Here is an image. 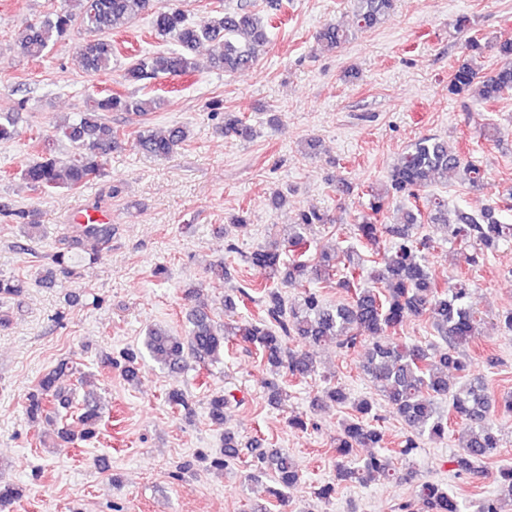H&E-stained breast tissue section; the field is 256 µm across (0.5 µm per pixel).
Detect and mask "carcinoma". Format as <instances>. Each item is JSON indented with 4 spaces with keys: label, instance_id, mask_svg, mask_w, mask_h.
<instances>
[{
    "label": "carcinoma",
    "instance_id": "carcinoma-1",
    "mask_svg": "<svg viewBox=\"0 0 512 512\" xmlns=\"http://www.w3.org/2000/svg\"><path fill=\"white\" fill-rule=\"evenodd\" d=\"M356 2L360 29L376 27L396 7V0ZM264 4L262 15L242 8L196 25L183 9L156 8L152 0H67L66 7L18 31L16 42L23 52L39 58L77 25L105 34L148 14L152 16L156 34L173 40L177 48L145 53L133 60L124 69L126 83L136 84L160 75L190 76L198 71L197 58L219 40L223 49L210 56V67L234 74L254 66L267 51L268 31L273 20L279 18L283 5L282 0H264ZM314 39L320 47L335 50L349 42L351 33L348 28L329 22L316 31ZM491 48L504 63L486 73L477 64L484 46L476 39L465 41V55L453 69L448 95H477L491 101L512 89V40L497 42ZM82 56L88 72L106 75L116 56L115 46L110 40L94 39L85 44ZM159 104L157 98L143 99L119 93L92 99L74 122L56 128V136L68 140L75 148L67 166L57 165L53 155L54 139L47 137L37 160L22 170L23 180L41 191L61 187L78 190L103 177L105 159L121 139L120 130L107 123L103 113L124 112L143 119ZM221 132L226 137L248 140L253 136V127L236 113L226 112ZM186 139L187 130L183 126L159 132L143 124L133 142L139 151L167 159ZM455 171L463 172L465 180L474 188L482 184L483 173L477 162L464 158L448 141L425 135L417 138L398 158L387 180L371 189L368 212L356 225V235L362 246L372 250L380 248L382 236H388V257L382 268L367 269L364 259L353 248L340 257L327 253L318 257L311 255L312 229L330 223V218L319 209H303L286 239L259 246L247 256L251 265L267 273V280L305 287L297 305H289L279 288L260 284L262 314L250 321L218 327L208 305L198 300L197 290L189 289L186 297L195 300V304L187 313L189 328L185 335L150 329L141 346L124 349L117 358L109 355L105 363L110 368L120 369L128 381L138 378V365L146 355L162 369L178 374L185 371L191 361L204 368L218 363L224 355V345L236 340L255 346L261 354L264 365L272 373V378L265 382L268 402L279 407L288 397L278 379L281 372L295 379L312 376L317 372L314 348L334 344L343 351H351L371 338L373 343L366 350L363 370L407 427L408 434L398 454L409 456L424 440L444 438L448 435V420L453 418L462 428L458 438L460 451L454 457L457 472L506 486L512 503V466L503 465L494 471L485 466L487 460L497 455L505 434V428L496 421V412L501 408L512 413V395L497 397L488 391L480 377H472L461 385H453L449 380V371L468 370L460 347L484 335L487 321L466 304L468 288L465 285L451 287L438 283L425 257L431 240L420 238L415 232L422 217H427L431 223L441 226L449 240L466 251L468 264L476 265L485 254L495 251L501 241L512 238V224L502 222L494 207L479 212L457 208L450 220L448 203L437 198L427 200L423 211H407L402 224L387 227L378 223V216L387 208L390 197L400 193L412 196ZM111 236L112 229L106 224L87 230V237L94 241L89 260L100 259L102 247ZM333 278L336 287L353 293L351 301L332 307L324 303L318 291L309 288L311 284ZM23 288L25 281L18 276L0 277V300L20 295ZM409 317L430 320L441 345L424 347L386 335ZM73 370L74 365L63 361L41 374L27 395L26 413L31 422L48 412L58 414L72 407V392L62 386L61 380ZM443 399L448 400L446 411L439 405ZM165 401L181 409L187 418L193 414L188 397L177 387L166 393ZM328 401L348 405L352 410L351 417L342 423L336 435L337 481L410 482L415 484L424 512H462V503L448 490L436 483L420 481L413 470L401 471L390 457L379 452L364 457L356 455L359 448H379L383 442L378 415L373 413V398L352 400L343 387L333 385L313 396L311 408L315 410ZM227 404L228 398L222 394L211 397L208 416L212 424H224ZM77 422L82 426L81 439L96 437L101 422L98 407L85 400ZM239 455L235 434L226 431L224 449L211 458L210 467L222 470ZM250 467L249 478L256 481L263 476L271 478L275 486L269 493L282 502L286 490L300 479L294 460L279 448L260 450L253 455ZM20 497L21 491L15 485H0V512H10Z\"/></svg>",
    "mask_w": 512,
    "mask_h": 512
}]
</instances>
